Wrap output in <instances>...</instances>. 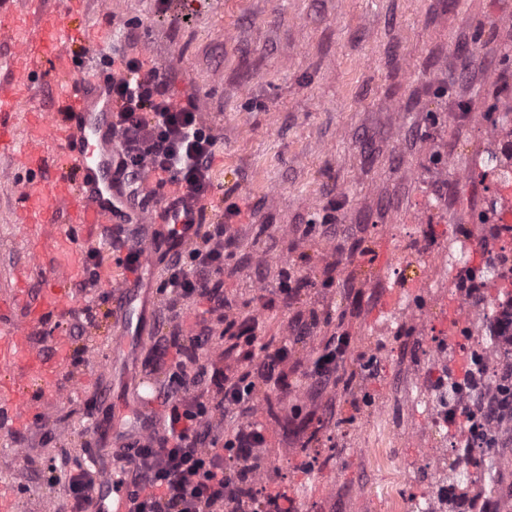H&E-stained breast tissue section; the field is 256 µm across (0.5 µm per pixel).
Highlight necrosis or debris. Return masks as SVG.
Wrapping results in <instances>:
<instances>
[{
  "mask_svg": "<svg viewBox=\"0 0 512 512\" xmlns=\"http://www.w3.org/2000/svg\"><path fill=\"white\" fill-rule=\"evenodd\" d=\"M493 222L484 242H475L466 228H456L448 249H428L437 284L447 285L459 307L448 328L464 347L462 362L448 358L447 345L433 347L428 357L438 367L409 378L413 403L422 410L417 434L430 477L423 487L400 498L402 512H483L488 498L512 496V486L491 478L484 494H465L461 484L470 457L481 454L496 463V451L512 446V398L503 393L512 384V343L499 334L512 325V171L503 170L491 201ZM381 427L371 436L375 448L391 449L396 469L409 472L411 461L393 447L407 428L394 416V400L366 398Z\"/></svg>",
  "mask_w": 512,
  "mask_h": 512,
  "instance_id": "1",
  "label": "necrosis or debris"
}]
</instances>
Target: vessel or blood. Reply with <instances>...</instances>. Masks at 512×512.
I'll list each match as a JSON object with an SVG mask.
<instances>
[{"label":"vessel or blood","instance_id":"vessel-or-blood-1","mask_svg":"<svg viewBox=\"0 0 512 512\" xmlns=\"http://www.w3.org/2000/svg\"><path fill=\"white\" fill-rule=\"evenodd\" d=\"M0 14L26 20L21 31L0 26V42L14 48L12 75L0 79V157L25 175L17 224L28 255L14 272L13 287L0 290V432L14 433L31 417L47 415L73 387L63 364L50 355L67 349L68 338L53 337L47 346L41 336L49 317L67 314L79 302L74 282L83 270L76 256L91 240L90 225L141 228L138 262L120 267L106 282L115 315L127 327L136 314V285L153 275L161 252L185 247L193 230L182 208H169L168 235L160 234L155 210L128 208L112 179L118 152L112 95L104 80L84 74L69 51L74 31L62 16L41 0H0ZM46 62L67 76L69 89L50 110L26 111L27 97L16 82L31 81ZM22 116L28 125L20 137L16 124ZM33 278L39 288H30ZM86 461L102 474L91 512H130L127 491L112 481L115 463L105 455Z\"/></svg>","mask_w":512,"mask_h":512}]
</instances>
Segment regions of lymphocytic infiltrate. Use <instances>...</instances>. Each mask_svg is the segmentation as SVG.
Returning a JSON list of instances; mask_svg holds the SVG:
<instances>
[{
  "mask_svg": "<svg viewBox=\"0 0 512 512\" xmlns=\"http://www.w3.org/2000/svg\"><path fill=\"white\" fill-rule=\"evenodd\" d=\"M134 46V36L126 35L106 59L112 70V133L121 146L115 181L133 199L143 192L209 199L218 137L202 121L196 95L176 96L172 74L134 56ZM148 173L155 178L150 187L144 184ZM234 240L230 225H208L166 263L159 311L172 329L148 361L151 371L167 373L158 389L166 412L160 428L135 442L134 469L118 479L132 489L133 512H256L258 502L263 512H292L287 494L254 486L269 448L263 425L249 415L257 381L287 384L300 363L284 343L235 354L227 349L226 332L236 316L224 297L223 274ZM202 301L208 304L206 316L184 334L186 311ZM349 345L344 333L323 341L307 371L311 401L335 384ZM204 348L213 350V358L200 360ZM49 469L65 480L63 512H84L95 470L73 461L67 450L51 458Z\"/></svg>",
  "mask_w": 512,
  "mask_h": 512,
  "instance_id": "obj_1",
  "label": "lymphocytic infiltrate"
}]
</instances>
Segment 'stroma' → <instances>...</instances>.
<instances>
[{
	"mask_svg": "<svg viewBox=\"0 0 512 512\" xmlns=\"http://www.w3.org/2000/svg\"><path fill=\"white\" fill-rule=\"evenodd\" d=\"M74 22L100 36L84 63L90 75H104L101 56L131 31L141 58L175 73V92L196 91L201 118L219 137L214 182L225 204L241 209L232 250L242 266L224 274V296L236 316L258 318V343L287 341L305 362L333 328L353 338L330 391L333 407L315 414L312 450L333 472L305 466L290 437L289 408L304 403L310 379L292 375L286 391L260 384L254 419L272 451L267 492L287 494L295 512H393L386 491L404 476L374 449L350 443L346 420L359 431L371 421L346 381L363 350L384 346L365 386L385 399L409 368L407 350L443 334L442 290L423 329L408 328L402 341L382 343L378 325L430 275L416 231L444 247L459 225L483 237L480 217L494 189L490 125L512 129V90L501 89L512 81V0H181L167 14L157 0H86ZM19 205L11 183L0 182V277L24 261ZM328 213L333 237L320 224ZM284 268L303 282L290 305L275 296ZM82 300L96 313L94 332L72 335L70 314L48 323L85 349L83 364L67 371L80 398L0 437V483L12 512H57L64 497L25 453L59 454L94 418L103 431L112 425L114 404L99 397L110 382L112 305L93 293ZM298 314L318 321L302 339L289 327ZM365 468L372 485L345 495L340 480Z\"/></svg>",
	"mask_w": 512,
	"mask_h": 512,
	"instance_id": "1",
	"label": "stroma"
}]
</instances>
